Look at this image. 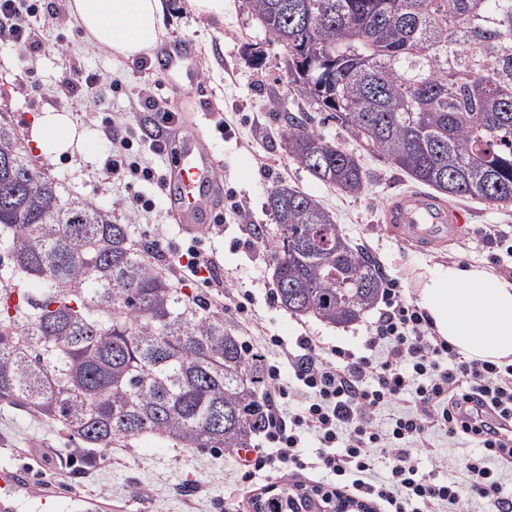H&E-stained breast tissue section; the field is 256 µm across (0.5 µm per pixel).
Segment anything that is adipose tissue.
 Returning <instances> with one entry per match:
<instances>
[{
    "mask_svg": "<svg viewBox=\"0 0 512 512\" xmlns=\"http://www.w3.org/2000/svg\"><path fill=\"white\" fill-rule=\"evenodd\" d=\"M69 14L96 47L130 61L165 33L162 0H68ZM38 147L60 153L71 144L58 110L34 120ZM436 333L469 359L512 363V279L481 265L440 264L427 271L419 293Z\"/></svg>",
    "mask_w": 512,
    "mask_h": 512,
    "instance_id": "ef3b65f1",
    "label": "adipose tissue"
}]
</instances>
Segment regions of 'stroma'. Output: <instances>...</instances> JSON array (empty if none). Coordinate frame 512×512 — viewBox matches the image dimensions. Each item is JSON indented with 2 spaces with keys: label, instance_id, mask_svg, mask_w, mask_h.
<instances>
[{
  "label": "stroma",
  "instance_id": "1",
  "mask_svg": "<svg viewBox=\"0 0 512 512\" xmlns=\"http://www.w3.org/2000/svg\"><path fill=\"white\" fill-rule=\"evenodd\" d=\"M165 46H187L189 53L169 71L140 68L138 62L108 55L83 38L73 19L40 34L43 43L23 59L0 46V110L11 113L24 140H31L33 120L47 108L46 96L59 89L63 59H71L107 82L99 103L86 102L81 88L62 97L59 107L72 130V146L59 155L34 152L41 171L58 179L68 193L102 207L127 196L125 186L102 189L97 169L106 151L98 125L135 112L125 94L112 92L121 83L169 98L179 114V134L204 135L217 161L222 186L220 218L190 232L172 213L170 192L156 199L153 211L131 222L132 237L156 244L157 258L174 283L192 296L205 298L212 311L224 309L220 289L193 282L174 263L175 252L189 241L216 257L218 275L249 290L254 301L250 324L237 326L238 336L263 345L265 336L291 339L316 336L328 345L359 346L379 316L371 308L357 322L328 324L293 315L277 295L273 279V238L256 240L252 225L273 229L266 209L269 192L285 182L314 196L336 218L341 232L361 245L408 297H417L420 277L451 261L479 264L512 278V259L500 249V236H512V207L485 201H461L470 215L460 237L420 250L398 239L382 215L392 197L414 189L405 173L374 153H363L368 173L365 189L346 194L316 181L288 155L280 137L283 118L296 111L279 46L251 16L247 0H226L223 20L198 16L192 0H164ZM261 54L254 63L253 54ZM95 121H86V113ZM33 465L46 477L72 483L80 492L111 498L115 512H225L224 504L246 492L232 461L220 448H182L150 436L129 447L84 448L54 423L27 411L0 404V460Z\"/></svg>",
  "mask_w": 512,
  "mask_h": 512
}]
</instances>
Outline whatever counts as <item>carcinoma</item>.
<instances>
[{"label": "carcinoma", "mask_w": 512, "mask_h": 512, "mask_svg": "<svg viewBox=\"0 0 512 512\" xmlns=\"http://www.w3.org/2000/svg\"><path fill=\"white\" fill-rule=\"evenodd\" d=\"M285 51L289 91L438 198L512 206V0H248ZM292 113L281 139L318 182L363 190L360 155ZM277 297L330 324L359 320L380 265L315 198L269 194ZM112 211L64 195L0 112V402L56 422L85 448L139 436L249 448L265 424L260 362L189 297ZM284 483L254 512H306Z\"/></svg>", "instance_id": "carcinoma-1"}]
</instances>
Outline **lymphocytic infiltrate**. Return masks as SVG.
<instances>
[{
    "mask_svg": "<svg viewBox=\"0 0 512 512\" xmlns=\"http://www.w3.org/2000/svg\"><path fill=\"white\" fill-rule=\"evenodd\" d=\"M59 13L40 12L34 0H0V44L28 57L40 44L39 26L57 25ZM127 95L152 112L151 127L118 120L100 126L107 144L99 175L106 184L134 180L165 187L141 165L134 148L167 150L166 129L175 113L168 103L142 91ZM385 309L360 348L327 345L315 336L293 342L269 336L264 347L248 345L265 372L267 419L264 445L238 460L241 483L257 473L313 470L319 488L336 497L384 512H512L501 467L512 465V439L499 438L496 420L512 426V364L475 362L436 334L429 316L403 289L389 284ZM291 380L282 383V372ZM474 444L465 460L434 456V472H422L421 454L432 437ZM318 442L315 459H306L303 435ZM390 461L388 474L373 479L379 456ZM447 470L440 479L436 470Z\"/></svg>",
    "mask_w": 512,
    "mask_h": 512,
    "instance_id": "lymphocytic-infiltrate-1",
    "label": "lymphocytic infiltrate"
}]
</instances>
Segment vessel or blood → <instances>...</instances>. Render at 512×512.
Instances as JSON below:
<instances>
[{
  "label": "vessel or blood",
  "instance_id": "vessel-or-blood-1",
  "mask_svg": "<svg viewBox=\"0 0 512 512\" xmlns=\"http://www.w3.org/2000/svg\"><path fill=\"white\" fill-rule=\"evenodd\" d=\"M175 153L173 184L176 216L194 229L207 223L217 208L219 184L216 160L197 137L171 141ZM385 221L405 241L428 247L455 238L466 222L465 213L435 196L413 191L388 207ZM109 498L77 490L60 491L52 480L36 477L31 465L0 464V512H112Z\"/></svg>",
  "mask_w": 512,
  "mask_h": 512
}]
</instances>
